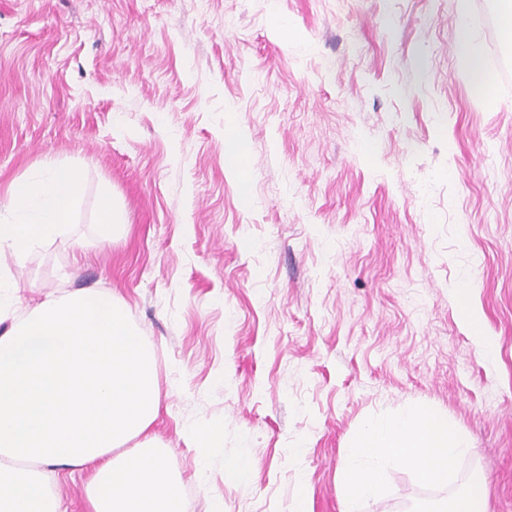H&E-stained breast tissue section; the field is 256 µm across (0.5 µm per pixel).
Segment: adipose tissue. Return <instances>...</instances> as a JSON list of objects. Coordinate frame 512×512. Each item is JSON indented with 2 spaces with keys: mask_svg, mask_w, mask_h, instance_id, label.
I'll return each instance as SVG.
<instances>
[{
  "mask_svg": "<svg viewBox=\"0 0 512 512\" xmlns=\"http://www.w3.org/2000/svg\"><path fill=\"white\" fill-rule=\"evenodd\" d=\"M79 182L52 168L15 182L0 253L20 259L64 233ZM159 406L154 357L121 303L91 292L46 297L0 335V512H65L54 488L62 470L87 472V512H190L150 433ZM350 448L344 512L381 498L380 459L438 486L468 452L430 409L367 423Z\"/></svg>",
  "mask_w": 512,
  "mask_h": 512,
  "instance_id": "1",
  "label": "adipose tissue"
}]
</instances>
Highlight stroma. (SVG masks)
<instances>
[{"mask_svg":"<svg viewBox=\"0 0 512 512\" xmlns=\"http://www.w3.org/2000/svg\"><path fill=\"white\" fill-rule=\"evenodd\" d=\"M503 8L470 0L490 103L457 0H0V210L34 168L82 177L67 233L8 262L0 333L60 289L124 304L192 512H292L302 481L343 512L352 435L423 406L469 453L444 487L385 464L367 512H436L476 477L512 512ZM458 2L460 4V18L457 30V50L461 57L472 63L478 84L482 88H486L487 80L484 74L477 71L482 49L475 38L472 21L467 12L466 4L468 0H458Z\"/></svg>","mask_w":512,"mask_h":512,"instance_id":"1","label":"stroma"}]
</instances>
